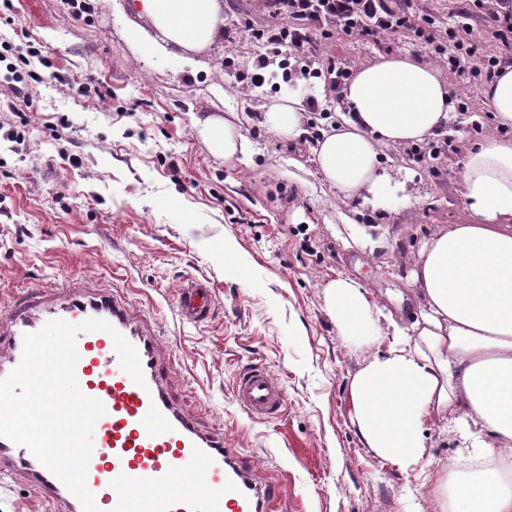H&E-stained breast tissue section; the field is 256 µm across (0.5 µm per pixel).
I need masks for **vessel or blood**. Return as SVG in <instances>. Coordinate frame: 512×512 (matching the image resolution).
<instances>
[{
  "mask_svg": "<svg viewBox=\"0 0 512 512\" xmlns=\"http://www.w3.org/2000/svg\"><path fill=\"white\" fill-rule=\"evenodd\" d=\"M213 309L207 283L183 288L182 318L203 322ZM110 323L138 352L143 383L119 364L110 334H80L75 373L82 392L100 400L104 415L93 433L86 483L100 512H279L276 482L257 481L252 459L229 447L223 433L203 430L178 409L166 387L169 366L155 333L136 315L124 290L82 282L60 292L28 290L0 306V378L20 362L27 334L46 323ZM240 407L255 417L274 418L286 404L267 369H242L235 385ZM0 477L27 481L52 512H83L81 502L25 447L0 437Z\"/></svg>",
  "mask_w": 512,
  "mask_h": 512,
  "instance_id": "obj_1",
  "label": "vessel or blood"
}]
</instances>
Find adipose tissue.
<instances>
[{
    "instance_id": "ef3b65f1",
    "label": "adipose tissue",
    "mask_w": 512,
    "mask_h": 512,
    "mask_svg": "<svg viewBox=\"0 0 512 512\" xmlns=\"http://www.w3.org/2000/svg\"><path fill=\"white\" fill-rule=\"evenodd\" d=\"M128 42L143 67L179 56L190 69L224 34V0H130ZM494 128L466 153L459 172L467 224L437 228L413 258L409 284L418 318L404 326L355 281L327 287V312L344 336L389 337L385 354L365 358L350 395L368 448L418 474L434 512H512V66L485 84ZM343 114L311 153L322 179L346 199L383 203L401 185L379 161L381 147L443 133L453 109L436 69L408 54L380 57L341 92ZM309 117L299 98L265 115L274 133L296 141ZM210 151L245 162L252 142L217 117L197 121ZM456 434L455 462L428 468L425 427Z\"/></svg>"
}]
</instances>
